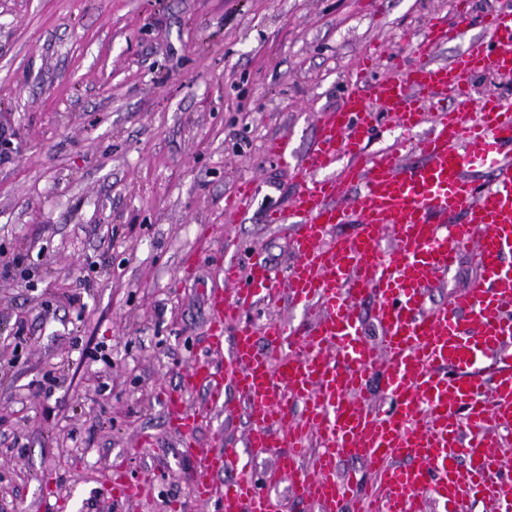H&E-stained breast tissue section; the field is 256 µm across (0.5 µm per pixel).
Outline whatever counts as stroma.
Returning a JSON list of instances; mask_svg holds the SVG:
<instances>
[{"label":"stroma","mask_w":512,"mask_h":512,"mask_svg":"<svg viewBox=\"0 0 512 512\" xmlns=\"http://www.w3.org/2000/svg\"><path fill=\"white\" fill-rule=\"evenodd\" d=\"M456 0H0V512H207L201 451L243 447L241 412L213 409L186 371L209 349L224 258L282 273L298 192L267 142L302 156L320 109L380 45L419 62ZM476 0L451 62L485 39ZM254 180L247 206L224 201ZM460 254L430 302L477 287ZM196 420L172 425L170 394ZM143 484L124 501L115 475Z\"/></svg>","instance_id":"35a3bbf8"}]
</instances>
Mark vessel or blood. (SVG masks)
<instances>
[{
	"label": "vessel or blood",
	"mask_w": 512,
	"mask_h": 512,
	"mask_svg": "<svg viewBox=\"0 0 512 512\" xmlns=\"http://www.w3.org/2000/svg\"><path fill=\"white\" fill-rule=\"evenodd\" d=\"M472 6L458 0L459 24L435 19L418 47L423 62L378 84L368 82L375 51H364L354 89L321 111L316 140L292 168L300 190L289 210L266 214L267 223L291 224L294 263L276 279L266 264L244 275L226 262L233 290L211 299V345L231 351L223 367L202 361L185 376L215 404L238 399L248 448L280 451L267 482L287 481L294 498L324 512H351L359 499L336 471L342 456L377 475L376 512H428L432 503L472 512L479 498L512 507V474L491 451L494 437L512 430V270L504 266L512 253V101L489 94L476 114L467 111L475 73L512 74V9L488 13L489 40L450 64L426 60L459 35ZM383 112L419 135L407 151L365 159L364 142ZM410 153L417 163L407 161ZM478 168L491 171L489 183L470 177ZM358 182L362 193L351 194ZM459 211L465 220L452 222ZM352 218L356 233H333ZM464 252L482 269V283L448 305L427 306ZM277 293L311 311L308 331L242 321V312ZM366 294L376 297L384 330L376 348L359 337L357 302ZM228 323L237 326L229 345ZM480 362L493 366L488 380L465 378ZM381 363L390 369V405L362 409L365 376ZM315 441L321 450L309 471L302 462ZM239 462L235 448L201 457L198 499L214 512H279ZM219 470L234 473L220 492L212 482Z\"/></svg>",
	"instance_id": "b4317fda"
}]
</instances>
